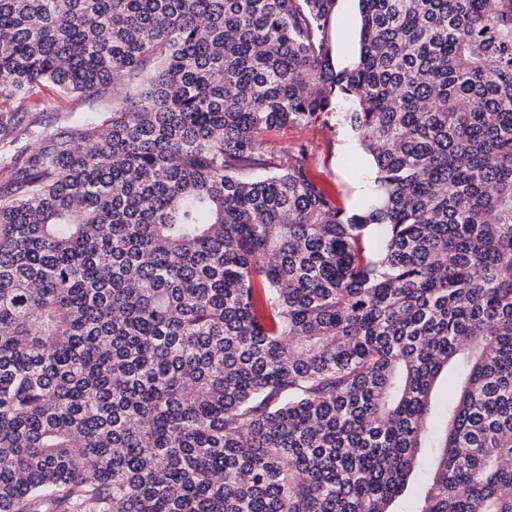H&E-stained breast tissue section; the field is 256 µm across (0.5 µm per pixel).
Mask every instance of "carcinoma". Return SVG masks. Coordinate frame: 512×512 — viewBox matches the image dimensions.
I'll return each mask as SVG.
<instances>
[{"mask_svg": "<svg viewBox=\"0 0 512 512\" xmlns=\"http://www.w3.org/2000/svg\"><path fill=\"white\" fill-rule=\"evenodd\" d=\"M336 2L0 0V512H512V0ZM360 12L357 0H339L332 27V50L337 68L348 65L359 50ZM58 97L48 89L35 88L23 102L16 118L22 126H33L39 133L50 135L64 125V118L70 111H78L82 106L81 99L75 97L59 98L60 106L56 110L46 107L50 97ZM300 144L308 147L310 174L332 193L338 206L350 210L370 197L371 162L353 138L338 130L335 120L272 130L265 135L264 149L278 157Z\"/></svg>", "mask_w": 512, "mask_h": 512, "instance_id": "1", "label": "carcinoma"}]
</instances>
